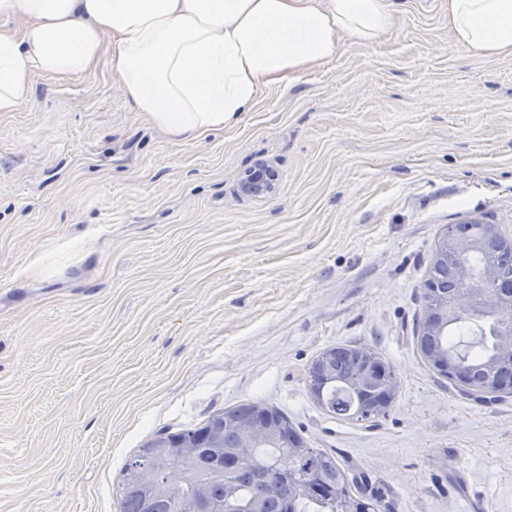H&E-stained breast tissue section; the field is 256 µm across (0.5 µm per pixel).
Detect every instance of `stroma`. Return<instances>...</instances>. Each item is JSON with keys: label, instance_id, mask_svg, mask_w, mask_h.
Instances as JSON below:
<instances>
[{"label": "stroma", "instance_id": "stroma-1", "mask_svg": "<svg viewBox=\"0 0 512 512\" xmlns=\"http://www.w3.org/2000/svg\"><path fill=\"white\" fill-rule=\"evenodd\" d=\"M391 2L379 42L342 39L192 142L105 59L0 113V512H119L141 445L247 401L364 474L377 512H512V394L464 398L416 341L448 225L512 237V57L458 46L448 0ZM258 159L276 193L238 198ZM355 341L397 384L362 422L308 378Z\"/></svg>", "mask_w": 512, "mask_h": 512}]
</instances>
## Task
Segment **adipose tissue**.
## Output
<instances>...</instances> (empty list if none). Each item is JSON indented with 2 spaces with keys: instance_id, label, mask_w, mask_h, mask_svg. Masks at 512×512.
Masks as SVG:
<instances>
[{
  "instance_id": "adipose-tissue-1",
  "label": "adipose tissue",
  "mask_w": 512,
  "mask_h": 512,
  "mask_svg": "<svg viewBox=\"0 0 512 512\" xmlns=\"http://www.w3.org/2000/svg\"><path fill=\"white\" fill-rule=\"evenodd\" d=\"M391 22L389 0H0V112L31 98L34 74L80 75L106 55L134 111L197 140ZM448 22L471 54L512 56V0H448Z\"/></svg>"
}]
</instances>
